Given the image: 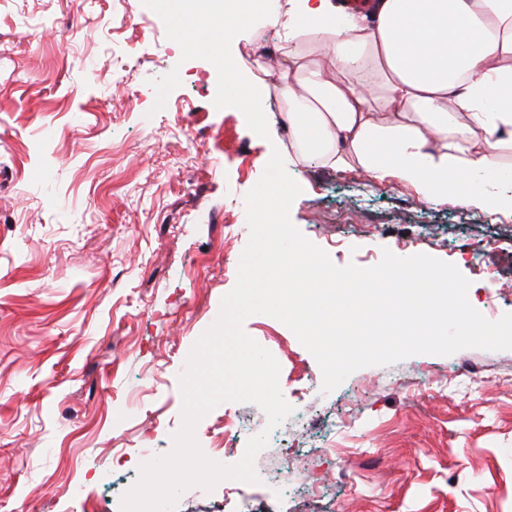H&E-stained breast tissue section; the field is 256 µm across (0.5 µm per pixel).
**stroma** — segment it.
<instances>
[{
    "mask_svg": "<svg viewBox=\"0 0 512 512\" xmlns=\"http://www.w3.org/2000/svg\"><path fill=\"white\" fill-rule=\"evenodd\" d=\"M0 512H121L143 453L172 448L179 376L236 284L246 195L282 107L224 91L220 58L251 39L185 45L154 0H0ZM292 224L334 265L383 249L427 254L470 280L485 318L512 312V220L457 197L434 207L397 181L287 165ZM245 333L313 423L269 431L247 512H512V350L420 354L322 394L296 335L256 314ZM288 489L277 492L282 463Z\"/></svg>",
    "mask_w": 512,
    "mask_h": 512,
    "instance_id": "obj_1",
    "label": "stroma"
}]
</instances>
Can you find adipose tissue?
<instances>
[{
	"label": "adipose tissue",
	"instance_id": "ef3b65f1",
	"mask_svg": "<svg viewBox=\"0 0 512 512\" xmlns=\"http://www.w3.org/2000/svg\"><path fill=\"white\" fill-rule=\"evenodd\" d=\"M276 19L283 42L254 64L276 75L294 162L512 217V184L483 178L512 148V0H285Z\"/></svg>",
	"mask_w": 512,
	"mask_h": 512
}]
</instances>
